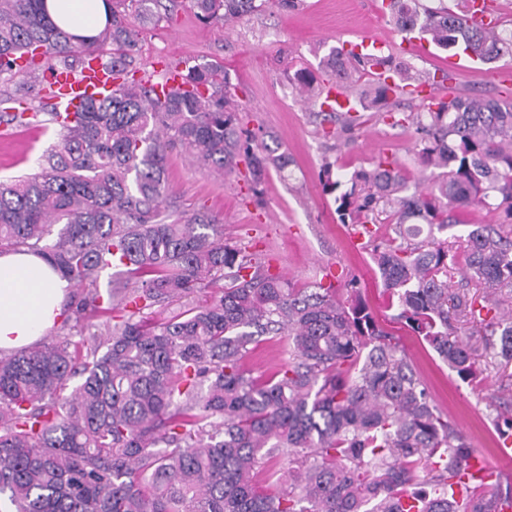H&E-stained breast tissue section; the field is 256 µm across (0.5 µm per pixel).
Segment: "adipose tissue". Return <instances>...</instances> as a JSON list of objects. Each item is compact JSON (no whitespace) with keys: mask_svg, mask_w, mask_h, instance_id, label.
<instances>
[{"mask_svg":"<svg viewBox=\"0 0 512 512\" xmlns=\"http://www.w3.org/2000/svg\"><path fill=\"white\" fill-rule=\"evenodd\" d=\"M67 31L93 35L105 22L103 0H47ZM66 282L42 258L17 252L0 256V349L32 345L62 322Z\"/></svg>","mask_w":512,"mask_h":512,"instance_id":"1","label":"adipose tissue"}]
</instances>
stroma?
I'll return each instance as SVG.
<instances>
[{"mask_svg":"<svg viewBox=\"0 0 512 512\" xmlns=\"http://www.w3.org/2000/svg\"><path fill=\"white\" fill-rule=\"evenodd\" d=\"M257 2V11L224 24L201 21L189 0H179L160 23L140 27L136 67L139 77L156 83L182 62L223 64L244 128L274 133L292 164L282 173L269 171L256 189L243 176L205 172L176 149L167 159L172 195L180 208L216 215L214 235L246 248L293 287L322 282L321 265H336L334 286L340 296L358 289L399 338L438 410L473 448L496 459L498 472L512 478V459H497L493 440V417L512 410V393L503 389L500 372L486 366L480 383L467 385L419 336L393 322L372 251L358 243L361 226L340 222L333 196L320 183L325 162H333L334 178L344 181L354 170L370 168L382 151L396 155L409 181L423 180L415 134L390 127L370 107L363 125L324 137L314 117L317 96L301 99L289 82L298 69L319 72L330 47L350 48L367 36L384 40L388 52L398 53L401 34L382 0H300L288 10L278 0ZM509 64L508 56L491 65L469 62L454 73L452 85L462 95L512 99V87L497 78L499 67ZM58 134L51 125H0V177L36 172L40 156Z\"/></svg>","mask_w":512,"mask_h":512,"instance_id":"35a3bbf8","label":"stroma"}]
</instances>
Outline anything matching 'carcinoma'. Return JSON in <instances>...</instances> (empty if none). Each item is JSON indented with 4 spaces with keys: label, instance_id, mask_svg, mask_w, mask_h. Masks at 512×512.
Segmentation results:
<instances>
[{
    "label": "carcinoma",
    "instance_id": "obj_1",
    "mask_svg": "<svg viewBox=\"0 0 512 512\" xmlns=\"http://www.w3.org/2000/svg\"><path fill=\"white\" fill-rule=\"evenodd\" d=\"M94 36L72 34L46 0H0V80L26 86L42 68L77 73L92 54L129 76L117 92L89 96L73 112L0 114V123L40 116L60 139L38 171L0 181V255L37 253L69 284L68 316L108 312L104 336H64L0 352V512H497L512 501L499 475L464 481L469 442L430 400L406 355L362 301L317 284L293 288L238 245L207 233L216 218L179 211L166 178L168 152L182 149L208 172H236L246 156L259 186L292 164L272 134L253 136L227 109L224 66L186 69L181 85L135 79L138 30L152 0H105ZM204 21L229 22L256 0H191ZM402 36L427 35L438 48L491 64L512 56V33L467 25L464 13L421 0H388ZM322 72L348 87L374 76L372 103L391 125L417 134L430 175L414 185L398 159L374 158L335 197L344 224L372 240L385 216L394 236L372 258L397 309L458 378L474 383L479 357L512 366V100L440 95L417 112L410 64L395 55L337 47ZM321 123L361 125L360 112H318ZM498 215L467 234L465 285L448 242L453 211ZM419 218L424 225L411 224ZM62 225L51 244V227ZM115 269L106 294L102 273ZM217 289L204 303L159 320L144 316ZM476 327L483 353L459 336ZM260 336L279 339L285 359L269 376L245 365ZM75 386H70L73 379ZM493 425L512 444V415ZM287 468L280 467V461Z\"/></svg>",
    "mask_w": 512,
    "mask_h": 512
}]
</instances>
